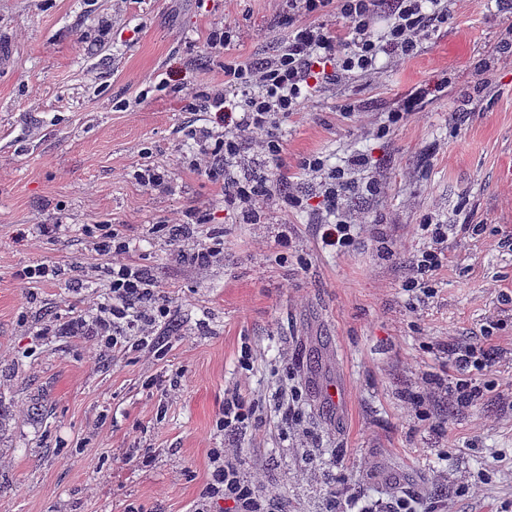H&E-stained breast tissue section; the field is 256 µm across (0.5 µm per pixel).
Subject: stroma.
I'll use <instances>...</instances> for the list:
<instances>
[{
  "label": "stroma",
  "mask_w": 512,
  "mask_h": 512,
  "mask_svg": "<svg viewBox=\"0 0 512 512\" xmlns=\"http://www.w3.org/2000/svg\"><path fill=\"white\" fill-rule=\"evenodd\" d=\"M449 5L416 54L380 55L376 77L323 88L280 129L291 189L307 186L304 156L370 159L365 175L380 191L347 201L367 222L339 252L321 242L320 199L304 212L269 204L248 224L182 162L204 124L188 93L222 88L225 62L271 58L288 32L284 0H0V404L13 415L0 441V512H191L207 452L224 445L215 421L225 390L270 397L286 357L303 388L307 447L283 436L272 404L234 439L243 473L279 493L284 512H327L346 485L372 501L416 497L420 512H512V408L502 402L512 396V65L496 62L512 0ZM218 24L233 37L215 49ZM417 90L418 110L378 137ZM145 163L166 173L167 189L136 180ZM188 207L210 214L198 239L224 240L203 276L156 230ZM430 215L482 230L449 238L448 265L422 303L402 281ZM56 222L64 231L41 239ZM91 224L120 225L134 244L128 261L171 301L161 354L95 358L78 338L22 324L67 321L89 284L106 283L112 259L93 250ZM44 260L62 265L58 280L20 278ZM246 340L256 359L243 373ZM468 343L498 356L490 390L458 411L436 394L429 418H412L409 394L452 373L449 346ZM330 384L337 400L324 395ZM131 454L152 461L138 467Z\"/></svg>",
  "instance_id": "obj_1"
}]
</instances>
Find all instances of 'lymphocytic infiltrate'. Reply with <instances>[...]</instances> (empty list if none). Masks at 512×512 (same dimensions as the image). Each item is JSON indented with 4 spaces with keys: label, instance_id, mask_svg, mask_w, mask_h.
I'll return each instance as SVG.
<instances>
[{
    "label": "lymphocytic infiltrate",
    "instance_id": "1",
    "mask_svg": "<svg viewBox=\"0 0 512 512\" xmlns=\"http://www.w3.org/2000/svg\"><path fill=\"white\" fill-rule=\"evenodd\" d=\"M286 6L288 34L272 59L256 65L225 64L223 88L188 94L193 111L214 119L213 125L195 130L199 149L189 166L222 182L225 204L248 219L275 201L294 211L306 210L309 203L307 194L280 193L272 174L239 175L246 149L258 148L265 161L277 160L282 151V123L301 110L312 92L356 74L377 75L380 54L412 56L433 27L448 21V0H286ZM328 13L342 18L344 29L319 24L318 16ZM229 89L237 92L236 100L227 99ZM368 163L362 154L350 156L336 167L327 166L320 155L302 157L300 168L323 201L321 239L325 246L341 250L354 242L363 219L346 210L345 200L374 191V181L357 178ZM207 221L205 213L188 210L170 224L179 260L198 270L207 269L222 252L220 244L195 238L196 227ZM419 230L425 245L403 288L429 299L434 294L429 280L448 258L449 237L470 236L481 227L445 224L428 217ZM93 248L112 258L105 292L89 295L85 308L65 323L33 322L35 335L79 337L91 342L94 351L103 356L159 350L160 337L171 319L168 300L143 269L127 262L130 243L115 225H99ZM451 357L455 373L442 385L458 405L473 404L482 395L475 374L491 366L495 357L471 344L452 348ZM263 413L262 401L228 390L216 426L225 436L238 435L258 427ZM238 456L235 448L210 449L208 478L193 512H213V505L221 501L229 503L231 512H282L279 495L244 476Z\"/></svg>",
    "mask_w": 512,
    "mask_h": 512
}]
</instances>
